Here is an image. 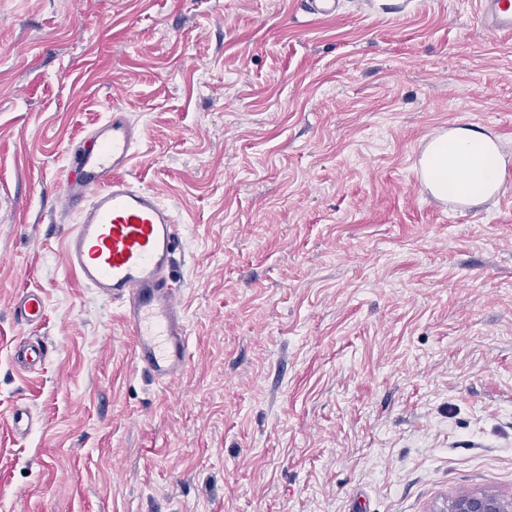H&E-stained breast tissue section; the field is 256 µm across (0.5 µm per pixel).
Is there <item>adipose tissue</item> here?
<instances>
[{
    "label": "adipose tissue",
    "instance_id": "1",
    "mask_svg": "<svg viewBox=\"0 0 512 512\" xmlns=\"http://www.w3.org/2000/svg\"><path fill=\"white\" fill-rule=\"evenodd\" d=\"M422 164L425 185L434 196L476 205L497 190L504 157L487 131L470 125L430 142Z\"/></svg>",
    "mask_w": 512,
    "mask_h": 512
}]
</instances>
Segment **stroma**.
I'll return each instance as SVG.
<instances>
[{"instance_id":"stroma-1","label":"stroma","mask_w":512,"mask_h":512,"mask_svg":"<svg viewBox=\"0 0 512 512\" xmlns=\"http://www.w3.org/2000/svg\"><path fill=\"white\" fill-rule=\"evenodd\" d=\"M173 208L191 354L142 378L57 205L112 106ZM500 193L431 197L452 126ZM39 289L45 319L13 313ZM49 348L21 370L16 345ZM32 420L19 433L16 414ZM512 495V35L480 0H0V512H440ZM422 164L425 185L434 196L477 205L498 189L505 162L495 139L470 125L430 142ZM511 512L512 496L493 492L462 493L440 512Z\"/></svg>"}]
</instances>
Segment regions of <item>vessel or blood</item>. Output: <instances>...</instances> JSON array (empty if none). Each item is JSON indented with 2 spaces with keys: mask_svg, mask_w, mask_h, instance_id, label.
Segmentation results:
<instances>
[{
  "mask_svg": "<svg viewBox=\"0 0 512 512\" xmlns=\"http://www.w3.org/2000/svg\"><path fill=\"white\" fill-rule=\"evenodd\" d=\"M482 20L496 33H512V0H482ZM140 140L125 107L116 105L80 142L61 199L77 222L64 241L65 263L98 296L120 303L133 344V363L147 379L180 376L189 358L182 286L170 277L179 240L172 209L127 175ZM18 320L40 324L45 303L29 289L14 304ZM26 368L46 359L42 344L14 352Z\"/></svg>",
  "mask_w": 512,
  "mask_h": 512,
  "instance_id": "1",
  "label": "vessel or blood"
}]
</instances>
